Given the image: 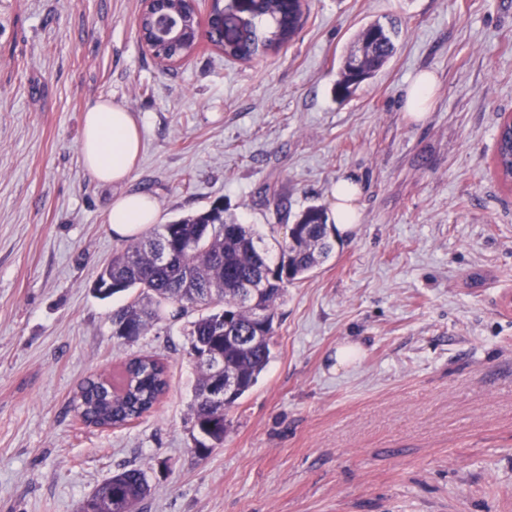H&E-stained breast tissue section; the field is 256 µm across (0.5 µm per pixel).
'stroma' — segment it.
I'll use <instances>...</instances> for the list:
<instances>
[{
    "label": "stroma",
    "instance_id": "1",
    "mask_svg": "<svg viewBox=\"0 0 512 512\" xmlns=\"http://www.w3.org/2000/svg\"><path fill=\"white\" fill-rule=\"evenodd\" d=\"M302 30L242 61L201 44L165 65L141 43V0H0V512H80L112 474L143 469L134 512H512V186L494 168L512 113V0H307ZM396 51L350 97L343 56L369 22ZM433 72L425 119L403 108ZM112 98L142 126L123 187L84 167L81 117ZM357 182L360 222L277 304L271 359L192 450L196 313L137 341L112 333L134 291L97 274L125 240L119 191L168 224L222 204L284 238L306 207ZM356 345L349 366L336 351ZM170 388L139 421L83 425L79 383L130 357Z\"/></svg>",
    "mask_w": 512,
    "mask_h": 512
}]
</instances>
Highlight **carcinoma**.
<instances>
[{
	"label": "carcinoma",
	"instance_id": "obj_1",
	"mask_svg": "<svg viewBox=\"0 0 512 512\" xmlns=\"http://www.w3.org/2000/svg\"><path fill=\"white\" fill-rule=\"evenodd\" d=\"M304 0H260L258 13L224 55L249 60L288 43L305 22ZM395 28L370 23L359 33V49L343 60L336 81L338 96H350L383 68L395 52ZM499 175L512 176V139L498 134L495 152ZM328 216L309 206L296 220L292 239L278 243L279 260L268 261L263 238L246 224L224 220L213 207L162 224L151 234L132 240L99 271L95 292L102 299L131 289L136 298L112 313L115 335L134 341L159 319L161 306L184 316L199 308L207 313L191 322L189 357L208 354L224 365V376L236 381L224 405L204 396L211 368L197 364L199 377L191 405L193 427L202 439L194 452L206 455L224 444L227 412L257 382L271 357L276 304L288 285L303 279L333 251ZM122 387L91 381L74 399L76 416L87 426L121 428L149 414L168 388L165 364L154 355L128 360L121 369ZM150 491L139 468L113 474L84 505V512H132Z\"/></svg>",
	"mask_w": 512,
	"mask_h": 512
}]
</instances>
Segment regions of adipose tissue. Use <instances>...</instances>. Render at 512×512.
Returning a JSON list of instances; mask_svg holds the SVG:
<instances>
[{
    "label": "adipose tissue",
    "mask_w": 512,
    "mask_h": 512,
    "mask_svg": "<svg viewBox=\"0 0 512 512\" xmlns=\"http://www.w3.org/2000/svg\"><path fill=\"white\" fill-rule=\"evenodd\" d=\"M142 149L140 126L131 112L102 98L84 114L80 152L90 175L98 182L121 184L129 180ZM156 200L140 192L116 197L108 224L116 237L126 238L158 223Z\"/></svg>",
    "instance_id": "ef3b65f1"
}]
</instances>
